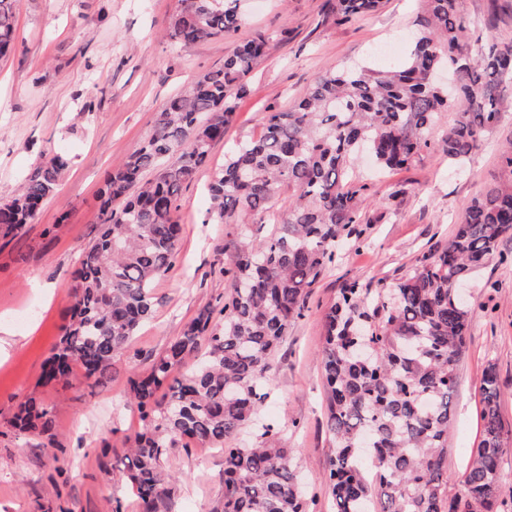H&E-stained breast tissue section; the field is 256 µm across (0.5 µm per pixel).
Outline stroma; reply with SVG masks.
Here are the masks:
<instances>
[{"instance_id": "stroma-1", "label": "stroma", "mask_w": 512, "mask_h": 512, "mask_svg": "<svg viewBox=\"0 0 512 512\" xmlns=\"http://www.w3.org/2000/svg\"><path fill=\"white\" fill-rule=\"evenodd\" d=\"M336 0H239V38L264 33L266 57L247 78L248 93L211 161L179 192L182 236L172 268L155 288L151 319L132 338L103 384L40 382L73 302V269L97 237L100 194L113 169L150 134L156 112L199 75L222 65L229 41L187 49L164 35L180 0H15L16 46L0 62V202L10 199L53 155L69 159L55 196L16 236L0 239V512H140L120 460L139 426L127 381L197 311L230 290L223 273L231 224L209 223V186L233 144L257 138L266 110L291 108L325 67H378V50L405 57L417 0H383L376 13L336 21ZM512 112L483 147L457 165L439 150L381 174L355 163L369 187L361 242L346 240L335 268L313 289L304 317L272 363L266 421L278 424L316 512H332L326 466L333 451L322 384L323 315L344 280L380 288L409 274L424 251L448 239L484 184L498 173ZM471 307L467 349L458 366L455 422L443 480L458 487L481 433L478 388L494 362L504 391L501 419L512 441V272L491 261L465 285ZM54 419L53 439L18 435L10 419L28 396ZM175 476L165 512H215L224 493V452L196 444L169 451Z\"/></svg>"}]
</instances>
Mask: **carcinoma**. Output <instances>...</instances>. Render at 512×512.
Wrapping results in <instances>:
<instances>
[{
	"label": "carcinoma",
	"instance_id": "carcinoma-1",
	"mask_svg": "<svg viewBox=\"0 0 512 512\" xmlns=\"http://www.w3.org/2000/svg\"><path fill=\"white\" fill-rule=\"evenodd\" d=\"M15 0H0V58L15 41ZM419 32L407 58L383 69L330 66L291 109L265 116L261 137L239 143L215 172L210 214L246 225H277L262 237L247 232L224 247L231 290L199 310L153 359L129 378L140 431L129 439L122 474L141 512H161L174 477L167 449L187 441L224 449L220 512H311L290 449L261 420L268 373L288 331L304 316L313 290L333 270L336 247L362 223L367 186L351 162L366 150L383 169H398L431 144L462 164L500 126L512 102V40L471 35L464 0H421ZM381 0H336V21L376 11ZM242 20L235 0H181L166 37L187 48L231 40L223 64L207 71L156 113L152 134L115 168L101 196V229L80 255L74 303L64 333L46 361L44 384H68L76 370L99 384L116 373L130 339L153 314L154 288L176 255L181 186L210 162L224 139L246 79L264 58L268 39L236 40ZM444 134L431 136L444 114ZM68 158L39 166L12 198L0 202V236L33 221L58 189ZM288 189L284 209L275 197ZM512 236V141L499 171L475 197L448 241L424 253L411 273L372 290L346 281L324 314L321 361L332 447L325 481L335 512H497L503 395L494 363L479 386L481 439L461 488L442 481L453 422L457 369L467 345L470 308L453 284L491 258ZM19 432L49 436L50 411L24 401L11 420ZM252 430L254 442L239 444Z\"/></svg>",
	"mask_w": 512,
	"mask_h": 512
}]
</instances>
